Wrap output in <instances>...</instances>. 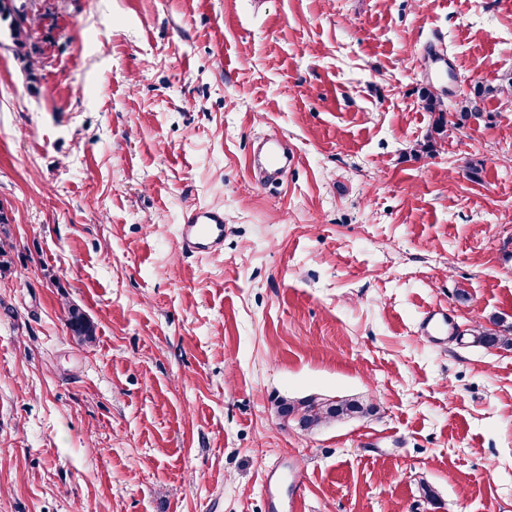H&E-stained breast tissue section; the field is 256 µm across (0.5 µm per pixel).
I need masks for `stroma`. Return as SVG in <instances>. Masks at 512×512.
I'll list each match as a JSON object with an SVG mask.
<instances>
[{
  "label": "stroma",
  "mask_w": 512,
  "mask_h": 512,
  "mask_svg": "<svg viewBox=\"0 0 512 512\" xmlns=\"http://www.w3.org/2000/svg\"><path fill=\"white\" fill-rule=\"evenodd\" d=\"M33 11L31 61L0 31V512H512V347L479 336L512 325V94L439 135L420 106L512 73V0ZM204 207L224 249L185 255ZM313 396L374 410L278 419ZM292 161V151L278 137L268 138L257 154V162L276 176L286 173ZM182 253L216 255L224 246V211L220 208H195L183 216L180 230ZM67 326L72 336L80 342L88 341L94 333L92 324L75 307L68 309ZM450 325L447 315L440 309L432 310L425 314L420 324V334L427 339H437L448 333ZM278 415L298 416L297 424L305 431H313L318 427L336 420L366 416L372 412L371 405L353 399L315 400L312 397L298 400L281 398L275 402Z\"/></svg>",
  "instance_id": "obj_1"
}]
</instances>
